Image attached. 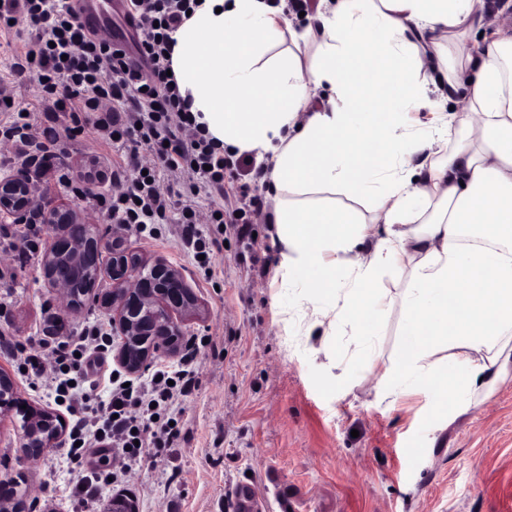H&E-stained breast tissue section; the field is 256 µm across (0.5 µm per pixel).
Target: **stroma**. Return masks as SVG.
<instances>
[{
    "mask_svg": "<svg viewBox=\"0 0 512 512\" xmlns=\"http://www.w3.org/2000/svg\"><path fill=\"white\" fill-rule=\"evenodd\" d=\"M14 84L31 124V143L14 165L45 145L66 169L44 172L41 197L77 207L111 231L97 199L81 191L83 174L111 170L115 158L99 145L93 121L43 111L33 95L36 76ZM253 230L248 244L225 225L226 246L208 276L168 235L127 237L130 248L183 272L205 308L203 320L185 325V337L207 344L165 360L173 367L190 360L198 373L181 403L182 440L88 512H103L119 495L132 499L136 512H227L247 485L264 512H512V379L477 409L449 406L430 433L424 393L410 389L394 402L384 394L401 304L389 309L375 361L367 360L355 329L337 330L331 342L342 366L332 368L282 322L277 308L294 305L295 296L274 277L279 246L270 224ZM37 241L38 252L21 261L0 252V274L15 280L13 293L0 298V331L27 348L42 336L45 317L60 310L40 266L46 229ZM21 435L19 416L0 417V487L12 492L15 512H70V489L105 461L94 453L81 464L68 461L62 442L34 460L22 452Z\"/></svg>",
    "mask_w": 512,
    "mask_h": 512,
    "instance_id": "stroma-1",
    "label": "stroma"
}]
</instances>
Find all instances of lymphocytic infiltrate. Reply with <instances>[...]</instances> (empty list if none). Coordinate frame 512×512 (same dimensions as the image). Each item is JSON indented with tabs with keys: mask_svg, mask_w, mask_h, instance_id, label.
Instances as JSON below:
<instances>
[{
	"mask_svg": "<svg viewBox=\"0 0 512 512\" xmlns=\"http://www.w3.org/2000/svg\"><path fill=\"white\" fill-rule=\"evenodd\" d=\"M196 3L127 0L124 23L136 33L131 44L84 26L76 0H0V30L14 45V69L37 74L44 111L95 113L100 142L118 154L111 173L94 174L107 186L98 198L109 222L138 234L168 225L182 251L208 272L224 246L225 225L251 238L249 218L261 216L263 201L245 192L229 199L221 147L196 123L169 74L170 34ZM184 180L191 185L187 195L176 189ZM239 207L248 217L236 215ZM110 339L102 325L90 323L74 338L50 336L21 355L31 387L62 399L71 415L69 458L92 448L112 451L108 477L73 491V512H85L109 484L174 447L179 405L197 385L194 368L162 366L140 380L116 377L107 399H99L86 377L102 364Z\"/></svg>",
	"mask_w": 512,
	"mask_h": 512,
	"instance_id": "1",
	"label": "lymphocytic infiltrate"
}]
</instances>
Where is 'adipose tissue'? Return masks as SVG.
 <instances>
[{
  "instance_id": "1",
  "label": "adipose tissue",
  "mask_w": 512,
  "mask_h": 512,
  "mask_svg": "<svg viewBox=\"0 0 512 512\" xmlns=\"http://www.w3.org/2000/svg\"><path fill=\"white\" fill-rule=\"evenodd\" d=\"M172 38L207 135L269 167L282 319L374 353L375 282L404 271L390 397L482 405L512 374V30L489 0H319L299 29L279 0H202Z\"/></svg>"
}]
</instances>
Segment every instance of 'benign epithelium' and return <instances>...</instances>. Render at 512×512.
Listing matches in <instances>:
<instances>
[{"label":"benign epithelium","mask_w":512,"mask_h":512,"mask_svg":"<svg viewBox=\"0 0 512 512\" xmlns=\"http://www.w3.org/2000/svg\"><path fill=\"white\" fill-rule=\"evenodd\" d=\"M43 166L44 159L34 155L24 170L0 177V223L10 218L14 224L45 225L49 245L41 259L43 274L52 288L66 291L67 311L72 312L78 307L74 280L99 255L102 237L81 210L69 205L45 206L33 190L31 176V170ZM108 249L112 250V263L105 276L112 282V289L102 292L90 286L87 292L112 314V325L120 336V364L130 373L142 372L155 358L180 353L183 327L200 316L201 305L177 266L162 257H146L129 249L120 230L112 231ZM16 411L25 416L22 447L30 456L43 452V448L31 445V435L44 428L46 420H53L55 429L47 433L44 448L53 447L61 439L66 427L63 417L27 402L13 388L11 394L0 395V416Z\"/></svg>","instance_id":"benign-epithelium-1"}]
</instances>
